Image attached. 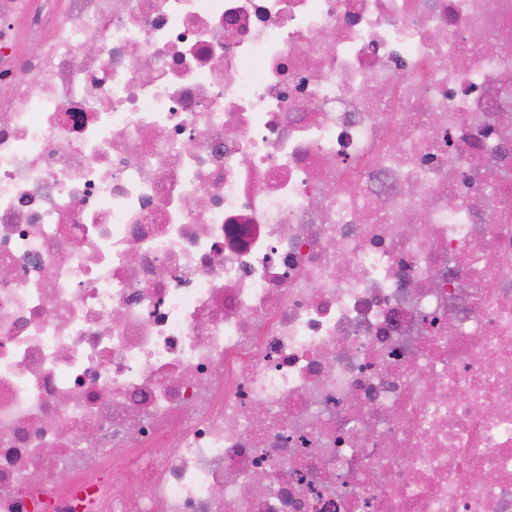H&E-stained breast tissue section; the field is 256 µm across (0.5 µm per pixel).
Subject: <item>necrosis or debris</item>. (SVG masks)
<instances>
[{
  "label": "necrosis or debris",
  "instance_id": "4bbe7bcc",
  "mask_svg": "<svg viewBox=\"0 0 512 512\" xmlns=\"http://www.w3.org/2000/svg\"><path fill=\"white\" fill-rule=\"evenodd\" d=\"M507 39L0 0V512H512Z\"/></svg>",
  "mask_w": 512,
  "mask_h": 512
}]
</instances>
